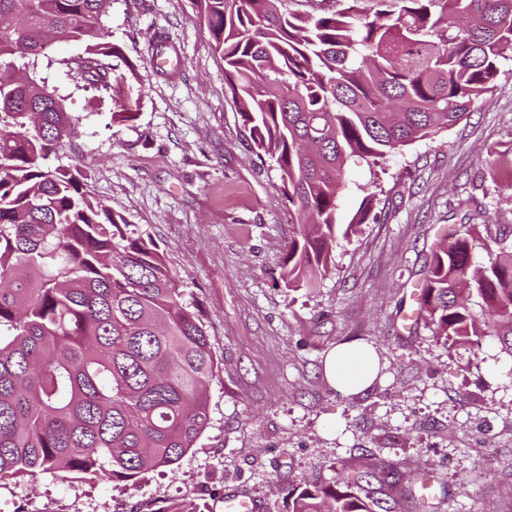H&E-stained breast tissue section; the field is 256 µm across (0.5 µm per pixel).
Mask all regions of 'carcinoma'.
Returning a JSON list of instances; mask_svg holds the SVG:
<instances>
[{"mask_svg": "<svg viewBox=\"0 0 512 512\" xmlns=\"http://www.w3.org/2000/svg\"><path fill=\"white\" fill-rule=\"evenodd\" d=\"M257 150L277 164L300 217L283 282L329 275L338 198L353 157H386L455 125L496 88L512 46V0H372L319 15L288 0H193ZM112 0H0V65L30 68L74 41L87 84L107 92L121 48L102 18ZM0 82V480L65 472L135 482L173 466L210 422L218 372L199 315L149 236L49 157L78 134L65 98L33 74ZM420 310L443 344L495 336L512 356V250L476 265L469 239L443 236ZM372 477L343 464L324 483L285 488L288 512H376Z\"/></svg>", "mask_w": 512, "mask_h": 512, "instance_id": "cac0c4a2", "label": "carcinoma"}]
</instances>
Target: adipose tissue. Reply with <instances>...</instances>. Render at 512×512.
I'll return each instance as SVG.
<instances>
[{
	"instance_id": "1",
	"label": "adipose tissue",
	"mask_w": 512,
	"mask_h": 512,
	"mask_svg": "<svg viewBox=\"0 0 512 512\" xmlns=\"http://www.w3.org/2000/svg\"><path fill=\"white\" fill-rule=\"evenodd\" d=\"M328 383L341 394L351 395L370 388L381 370L373 347L351 342L331 349L324 361Z\"/></svg>"
}]
</instances>
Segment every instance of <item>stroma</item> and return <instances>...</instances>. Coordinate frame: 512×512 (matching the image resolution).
Listing matches in <instances>:
<instances>
[{
	"mask_svg": "<svg viewBox=\"0 0 512 512\" xmlns=\"http://www.w3.org/2000/svg\"><path fill=\"white\" fill-rule=\"evenodd\" d=\"M103 23L137 76L111 96L77 74L81 44L39 58L37 76L79 118L78 136L48 164L81 171L87 191L151 236L198 309L220 367L210 424L179 465L134 483L0 481V512H153L161 502L224 512L228 493L248 495L256 512H286L283 485L359 462L405 476L435 468L423 503L389 500L385 512H512V356L489 336L445 347L418 314L441 236L469 232L479 265L496 256L497 238L512 245V52L496 89L454 126L391 153L378 175L348 162L338 208L350 230L332 247L335 267L292 289L281 273L294 210L275 162L251 146L192 0H112ZM158 34L178 70L157 58ZM124 106L133 119L113 120ZM373 181L370 214L352 224ZM354 340L386 368L344 397L323 361Z\"/></svg>",
	"mask_w": 512,
	"mask_h": 512,
	"instance_id": "stroma-1",
	"label": "stroma"
}]
</instances>
